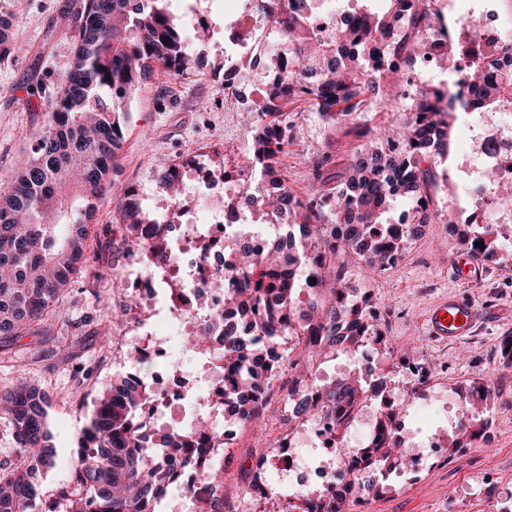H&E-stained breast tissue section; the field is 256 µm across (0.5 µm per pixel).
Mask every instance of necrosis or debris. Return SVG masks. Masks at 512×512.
Listing matches in <instances>:
<instances>
[{"label":"necrosis or debris","instance_id":"necrosis-or-debris-1","mask_svg":"<svg viewBox=\"0 0 512 512\" xmlns=\"http://www.w3.org/2000/svg\"><path fill=\"white\" fill-rule=\"evenodd\" d=\"M497 0H468L469 17L449 15L444 23L445 39L469 40L490 52L495 60L493 78L512 72V31L508 30L496 8ZM477 27H469V18ZM243 34L237 56L261 62L272 43L271 27L258 16L242 15L236 20ZM467 147L459 158L461 188L467 202L485 224H511L512 210L495 206L493 194L484 181L487 170H495L502 179L512 180V102L494 113L465 110ZM176 177L183 185L179 200H155L147 192L137 198L146 206H155L152 237L164 238L168 248L164 258H156L150 249L133 251L134 264L123 286L134 303H146L147 314L140 317L136 329L140 335L136 347L141 366L132 367L131 376L147 384L159 402L150 409L143 436H151L157 426H169L168 415L177 412L179 423L191 435V447L177 467L169 484L170 494L187 496L206 479L215 459L235 447L243 428L239 421L211 424L208 430L196 429L193 419L184 415L191 394L203 396L213 405H221L224 368L216 355L224 346V324L231 312L223 293L213 291L209 283L216 276L233 271L234 239H251L255 253H263L270 232L252 223L246 213L227 219L225 196L239 188L235 179L193 162L181 167ZM177 220H170V212ZM212 326L214 353L197 356L183 339L201 325ZM375 412L367 400L354 406L351 420L337 433H330L326 417L311 411L302 430L278 438L270 452L258 459L253 479L243 488L244 496L262 501L276 488L287 486L294 493L311 487H335L350 467L341 449L363 448L374 434Z\"/></svg>","mask_w":512,"mask_h":512}]
</instances>
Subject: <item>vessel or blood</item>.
Returning <instances> with one entry per match:
<instances>
[{
	"instance_id": "obj_1",
	"label": "vessel or blood",
	"mask_w": 512,
	"mask_h": 512,
	"mask_svg": "<svg viewBox=\"0 0 512 512\" xmlns=\"http://www.w3.org/2000/svg\"><path fill=\"white\" fill-rule=\"evenodd\" d=\"M482 318L480 310L455 294L437 299L426 310L427 335L442 342H457L471 335Z\"/></svg>"
}]
</instances>
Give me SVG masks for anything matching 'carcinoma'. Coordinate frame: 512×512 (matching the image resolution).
Segmentation results:
<instances>
[{"label":"carcinoma","instance_id":"obj_1","mask_svg":"<svg viewBox=\"0 0 512 512\" xmlns=\"http://www.w3.org/2000/svg\"><path fill=\"white\" fill-rule=\"evenodd\" d=\"M248 2L278 29L292 61L280 85L266 96L263 109L247 113L245 128L253 150L237 162L241 172L258 171L265 187L254 190L249 203L270 221L287 226L288 237L271 239L259 259L250 242L235 241L241 269L210 283L224 291L238 322L279 347L269 362L252 364L253 347L246 337L232 322L224 328V411L254 426L283 365L292 375L313 378L314 363L352 354L365 336L381 335L345 287L343 258H357L376 274L400 259L406 244L434 219L429 186L435 173L423 163L448 157L465 93L490 106L500 100L503 84L489 79L470 47L448 44L439 56L448 65V83L415 93L403 131L354 124L351 131L364 146L343 180L330 184L323 172L328 157H308L305 163L319 188L298 197L288 190L282 174L281 156L297 129L286 111L288 101L304 100L311 111L333 123L360 110L370 96L389 102L391 85L404 79L403 63L429 53L435 36L431 21L440 13L435 0H388L386 11L343 18L325 38L305 25L321 0ZM165 3L85 0L70 69L47 100L36 144L19 160L7 190L0 192V348L47 335L53 313L88 260V223L112 188L131 93L144 79L164 84L202 65L200 52L187 43L182 20L171 15ZM12 24L10 16L0 15V57L19 51L3 38ZM464 57L472 59L473 66L460 78L457 66ZM176 168L170 166L160 179L172 200L182 192L173 179ZM485 180L499 205L512 209V181L501 180L493 170L486 172ZM134 197L135 190L127 189L120 205L130 247L145 242L144 226L154 222ZM398 198L409 202L408 218L393 231L387 214ZM451 235L481 260L493 258L500 249L495 224L456 221ZM479 241L483 246H477ZM306 268L323 288L303 304L300 271ZM189 343L208 355L212 332L200 328ZM366 390L367 383L353 370L334 384L318 385L315 407L339 427L350 420L353 405ZM495 395L488 383L468 388L465 397L475 411L459 422L448 454L482 434ZM153 401L148 388L128 377L100 392L77 436L76 463L68 479L52 489L56 507L65 512H158L178 455L191 439L169 428L154 432L143 444L139 433ZM50 408L49 396L23 367L16 380L0 390V417L9 421L20 443L17 461L0 465V512H42L41 476L55 466L57 456L48 428ZM309 409L303 401L295 405L289 432L301 427ZM395 426L393 411L380 412L376 438L360 450L368 464L393 461L405 467L408 457L395 437ZM222 483L224 474L216 471L212 482L197 489V512H234L218 491ZM360 485L373 486L365 470L319 491L311 504L298 495L288 499V512H343L347 495Z\"/></svg>","mask_w":512,"mask_h":512}]
</instances>
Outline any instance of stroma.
I'll list each match as a JSON object with an SVG mask.
<instances>
[{"label":"stroma","mask_w":512,"mask_h":512,"mask_svg":"<svg viewBox=\"0 0 512 512\" xmlns=\"http://www.w3.org/2000/svg\"><path fill=\"white\" fill-rule=\"evenodd\" d=\"M84 0H0V15L13 18L11 38L22 47L17 56L0 59V188L7 187L18 157L30 152L44 125L45 98L53 94L71 62L77 15ZM246 0H200L206 16L209 64L224 60L230 30L227 20L244 11ZM405 87H394L388 104L367 99L360 112L331 124L305 104L292 106L297 133L286 146L284 175L291 191L305 195L312 184L303 156L327 154L329 173L342 174L362 146L350 132L352 124L397 127L409 116ZM124 121L125 139L112 191L100 203L89 225V259L73 283L65 303L51 322L45 340L30 337L0 352V387L10 385L17 360L33 358L32 374L52 402L49 431L57 450L55 467L43 479L54 487L68 477L76 453V435L86 422L98 391L123 375L134 349L136 331L121 321L130 305L119 282L132 264L120 220L119 203L129 187L156 189L159 173L174 163L224 152L227 167L249 153L250 136L243 129L237 98L223 81L192 74L161 85L146 81L130 96ZM464 135L454 137L446 161L435 167L430 188L437 217L413 241L402 260L373 273L360 260L346 258L347 278L373 297L374 320L394 353L380 362L381 372L404 380L410 367L427 368L448 388L459 415L469 407L461 397L468 386L494 385L498 404L487 438L473 441L458 454L445 456L421 469H407L399 483L368 496L364 512H512V505L481 495L486 484L512 489V369L502 366L500 343L512 335V279L496 264H482V275L465 279L456 272L457 250L447 230L449 214L466 209L456 176ZM455 292L483 311L475 332L458 343L442 344L425 336L420 320L440 296ZM267 429H244L232 462L224 468L228 488L248 482L243 466L251 465L267 442Z\"/></svg>","instance_id":"obj_1"}]
</instances>
